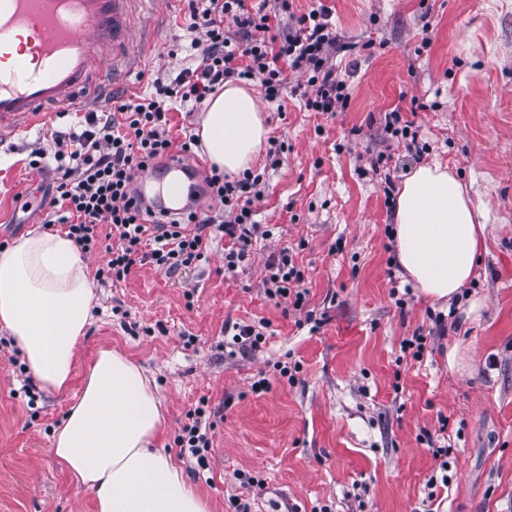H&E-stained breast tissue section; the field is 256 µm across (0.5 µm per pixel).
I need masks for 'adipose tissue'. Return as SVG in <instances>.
Returning a JSON list of instances; mask_svg holds the SVG:
<instances>
[{
  "mask_svg": "<svg viewBox=\"0 0 512 512\" xmlns=\"http://www.w3.org/2000/svg\"><path fill=\"white\" fill-rule=\"evenodd\" d=\"M196 133L209 163L235 177L255 166L268 128L253 90L228 81L208 98ZM488 220L448 168L421 165L403 180L396 252L422 295L447 301L459 294L486 249ZM97 303L88 260L73 238L35 228L0 248V327L43 388L69 386ZM164 427L162 400L144 368L103 348L51 448L76 486L91 492L96 512H209L207 499L158 447Z\"/></svg>",
  "mask_w": 512,
  "mask_h": 512,
  "instance_id": "1",
  "label": "adipose tissue"
}]
</instances>
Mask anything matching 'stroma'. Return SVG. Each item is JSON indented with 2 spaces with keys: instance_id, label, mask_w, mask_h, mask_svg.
<instances>
[{
  "instance_id": "obj_1",
  "label": "stroma",
  "mask_w": 512,
  "mask_h": 512,
  "mask_svg": "<svg viewBox=\"0 0 512 512\" xmlns=\"http://www.w3.org/2000/svg\"><path fill=\"white\" fill-rule=\"evenodd\" d=\"M328 6L337 35L331 59L348 93L344 110L312 112L288 73L281 102L251 86L269 127L255 166L261 228L245 261L227 270L231 242L168 275L136 266L125 282H96L99 304L80 342L70 386L42 390L0 353V512H95L56 461L50 436L79 395L99 349L128 354L165 404V447L211 512L248 499L252 512H427L432 451L451 447L440 512H512V0H294L302 14ZM188 0L153 10L154 38L122 94H150L199 57L185 29ZM400 109L410 126L392 132ZM75 120L40 122L0 137V243L41 226L49 173L28 165L46 130L67 135ZM422 147L421 159L408 154ZM448 167L488 211L487 252L451 303L412 288L400 268L386 182L401 185L419 164ZM290 251L304 273L303 313L269 296V260ZM484 302L466 318L470 298ZM454 312L445 328L437 313ZM268 324L261 347L244 354L235 325ZM427 331L420 358L402 350ZM467 351L471 371L449 368L448 350ZM299 363L295 383L275 362ZM268 390L255 392L260 377ZM221 415L212 464L198 470L176 438L199 402ZM261 487L244 488L235 471Z\"/></svg>"
}]
</instances>
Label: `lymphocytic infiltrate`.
Returning <instances> with one entry per match:
<instances>
[{
    "label": "lymphocytic infiltrate",
    "mask_w": 512,
    "mask_h": 512,
    "mask_svg": "<svg viewBox=\"0 0 512 512\" xmlns=\"http://www.w3.org/2000/svg\"><path fill=\"white\" fill-rule=\"evenodd\" d=\"M329 17L328 8L311 10L296 16L293 27L281 35L274 32L265 5L249 0H189L186 28L205 33L195 69L167 84L154 80L152 94L112 97L108 111H86L81 132L66 137L53 134L49 148L32 152L30 168H42L48 158L55 163L46 223L65 226L83 252L105 247L109 260L96 272L102 281H124L134 266L146 263L174 274L202 261L210 242L219 237L232 240L225 266L236 268L247 258L258 229L250 203L260 195V176L246 174L232 180L211 170L206 184L220 205V217L202 219L186 209L160 220L135 195L134 178L172 146L188 154L197 144L192 134L181 144L173 143L167 118L171 102L203 104L228 80H259L266 99L277 100L290 69L308 76L313 89L306 101L309 109L345 108V85L330 62L336 35ZM268 269V295L287 300L293 309L304 311L306 320H313V312L306 309L308 293L299 287L303 273L292 255L281 254ZM187 418L177 445L199 469H206L216 420L201 406L189 411Z\"/></svg>",
    "instance_id": "obj_1"
}]
</instances>
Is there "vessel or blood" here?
Instances as JSON below:
<instances>
[{
    "label": "vessel or blood",
    "mask_w": 512,
    "mask_h": 512,
    "mask_svg": "<svg viewBox=\"0 0 512 512\" xmlns=\"http://www.w3.org/2000/svg\"><path fill=\"white\" fill-rule=\"evenodd\" d=\"M140 0H0V47L21 31L29 52L0 57V131L34 124L44 107L67 108L79 91L116 81L143 39Z\"/></svg>",
    "instance_id": "1"
}]
</instances>
